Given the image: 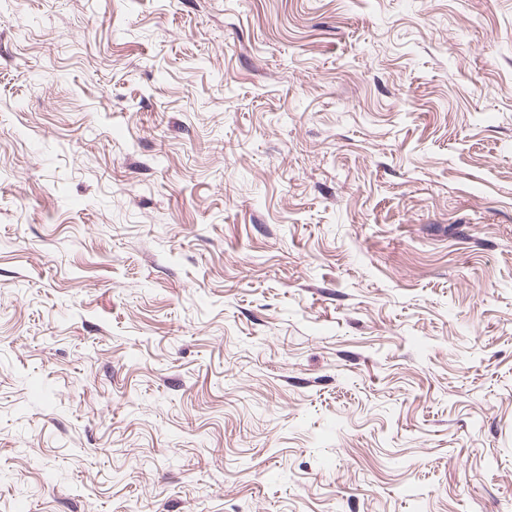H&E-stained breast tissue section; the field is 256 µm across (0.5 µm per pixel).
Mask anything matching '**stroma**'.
Listing matches in <instances>:
<instances>
[{"label":"stroma","instance_id":"stroma-1","mask_svg":"<svg viewBox=\"0 0 512 512\" xmlns=\"http://www.w3.org/2000/svg\"><path fill=\"white\" fill-rule=\"evenodd\" d=\"M0 512H512V0H0Z\"/></svg>","mask_w":512,"mask_h":512}]
</instances>
